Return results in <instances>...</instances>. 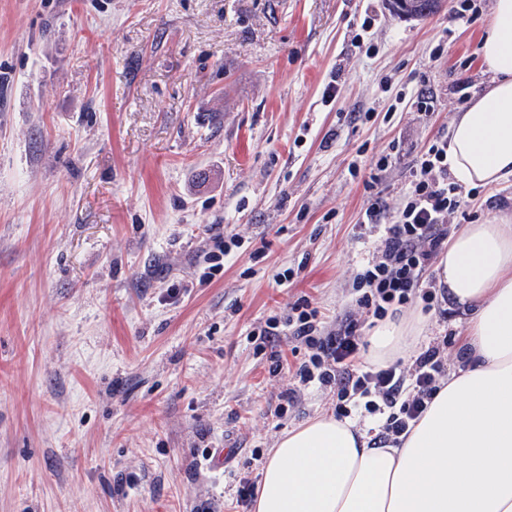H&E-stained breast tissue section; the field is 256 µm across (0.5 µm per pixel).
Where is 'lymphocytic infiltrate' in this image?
<instances>
[{
  "mask_svg": "<svg viewBox=\"0 0 512 512\" xmlns=\"http://www.w3.org/2000/svg\"><path fill=\"white\" fill-rule=\"evenodd\" d=\"M472 195L448 176V138L440 135L416 157L410 180L397 203L369 196L360 220L374 238L371 260L357 269L354 299L349 311L325 329L319 307L305 298L291 307L285 321L269 319L259 335L272 347L279 327H287L306 354L295 376L298 384L280 394L274 408L283 417L300 399L302 387L317 384L336 392L337 419L351 416L371 421L375 447H396L411 424L421 418L442 381L448 376L447 333L421 345L412 361L396 359L383 364L363 362L364 322H379L402 309L421 306L424 312L446 319L447 288L437 287L429 273L448 239L450 215L468 211Z\"/></svg>",
  "mask_w": 512,
  "mask_h": 512,
  "instance_id": "obj_1",
  "label": "lymphocytic infiltrate"
}]
</instances>
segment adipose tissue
Wrapping results in <instances>:
<instances>
[{"label": "adipose tissue", "instance_id": "1", "mask_svg": "<svg viewBox=\"0 0 512 512\" xmlns=\"http://www.w3.org/2000/svg\"><path fill=\"white\" fill-rule=\"evenodd\" d=\"M480 51L493 84L455 113L448 135V170L469 187L512 177V0H494ZM437 268L469 312L466 370L442 383L399 447H371L354 420L324 415L285 432L255 512H512V217L464 225ZM417 329L379 323L372 360Z\"/></svg>", "mask_w": 512, "mask_h": 512}]
</instances>
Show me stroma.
Returning a JSON list of instances; mask_svg holds the SVG:
<instances>
[{
  "label": "stroma",
  "instance_id": "obj_1",
  "mask_svg": "<svg viewBox=\"0 0 512 512\" xmlns=\"http://www.w3.org/2000/svg\"><path fill=\"white\" fill-rule=\"evenodd\" d=\"M457 5L0 0V512H234L282 432L334 414L312 387L274 417L291 374L250 335L302 297L335 323L373 253L369 192L399 198L489 87L493 0L471 23ZM502 212L512 180L448 228ZM399 1L394 11L401 16L423 18L437 13L442 8L443 0H396ZM400 141H393L391 145L386 150H383L377 156L373 167H371L372 172L370 173V180H366V188H370L373 183L378 182L381 179V174L386 172L389 167L392 166L393 160L397 159L400 154Z\"/></svg>",
  "mask_w": 512,
  "mask_h": 512
}]
</instances>
